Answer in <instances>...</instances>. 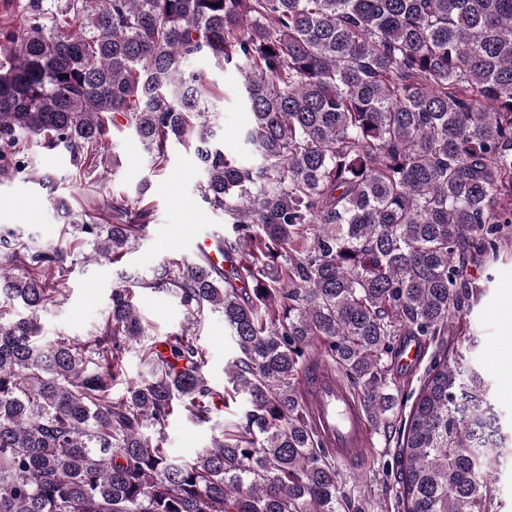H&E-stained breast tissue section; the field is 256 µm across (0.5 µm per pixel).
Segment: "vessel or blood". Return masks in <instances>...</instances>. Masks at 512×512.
Segmentation results:
<instances>
[{
  "instance_id": "b4317fda",
  "label": "vessel or blood",
  "mask_w": 512,
  "mask_h": 512,
  "mask_svg": "<svg viewBox=\"0 0 512 512\" xmlns=\"http://www.w3.org/2000/svg\"><path fill=\"white\" fill-rule=\"evenodd\" d=\"M300 395L313 426L324 436L336 463L344 469H354L372 434L358 397L319 358L306 368Z\"/></svg>"
}]
</instances>
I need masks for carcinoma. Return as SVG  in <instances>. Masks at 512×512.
Returning a JSON list of instances; mask_svg holds the SVG:
<instances>
[{
    "label": "carcinoma",
    "instance_id": "1",
    "mask_svg": "<svg viewBox=\"0 0 512 512\" xmlns=\"http://www.w3.org/2000/svg\"><path fill=\"white\" fill-rule=\"evenodd\" d=\"M19 8L21 30L0 25V181L25 174L35 143L67 152L78 182L113 127L159 169L171 145L191 147L239 264L167 262L141 282L174 293L191 320L147 344L146 376L126 383L128 343L149 336L132 291L112 290L93 339L42 344L37 314L59 301L70 253L0 227V512H360L295 381L316 343L386 421L395 338L454 332L481 294L465 271L512 227V0ZM200 55L238 75L256 163L217 139L189 67ZM53 205L95 245L88 262L117 259L150 219L126 200L110 224L99 207ZM15 301L27 315L7 317ZM206 311L224 315L238 351L224 375L247 408L186 460L164 448L175 408L202 423L224 402L192 331ZM399 433L404 512H497L506 436L460 353L435 355Z\"/></svg>",
    "mask_w": 512,
    "mask_h": 512
}]
</instances>
